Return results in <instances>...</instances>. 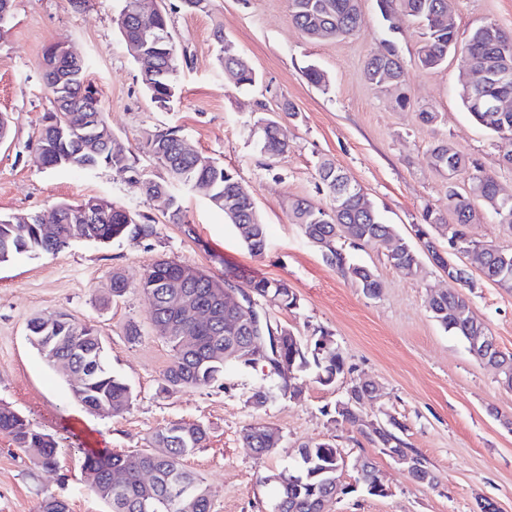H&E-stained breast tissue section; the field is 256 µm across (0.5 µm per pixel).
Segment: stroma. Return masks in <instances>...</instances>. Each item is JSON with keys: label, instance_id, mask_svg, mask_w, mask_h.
<instances>
[{"label": "stroma", "instance_id": "stroma-1", "mask_svg": "<svg viewBox=\"0 0 512 512\" xmlns=\"http://www.w3.org/2000/svg\"><path fill=\"white\" fill-rule=\"evenodd\" d=\"M157 3L170 18L182 61L180 97L168 112L151 103L140 66L122 42L114 22L119 0H87L79 9L69 0H14V26L0 42V113L11 120L10 136L0 142V216L42 213L62 202L98 197L151 215L158 229L150 240L75 239L53 255L0 261V403L64 449L57 469L46 471L0 433V512H40L50 497L64 499L69 512H109L84 481L83 449L152 452L155 432L179 420L208 429L204 447L186 456L185 464L210 486L212 512H272L277 475L294 463L298 445L308 442L342 448L349 484L360 480L354 462L372 458L389 490L384 497L358 490L331 503L328 512H480L488 501L498 512H512V390L432 317L428 298L451 288L447 275L428 259L419 275H406L389 265L387 247L380 243L345 246L347 255L380 276V295L367 297L323 262L288 209L298 197L326 205L315 185L320 163L330 159L364 189L401 237L414 240L425 208L448 210V177L428 162L430 146L441 138L512 192V167L502 164L496 137L473 121L461 100L464 56L453 54L437 69H421L414 24L398 17L396 33L387 35L376 0H360L364 22L355 35L325 41L308 39L292 24L290 0H209L206 9L192 12L180 0ZM489 20L511 33L512 0H455L461 37ZM218 27L258 72V84L239 88L225 80L213 39ZM389 36L406 69L412 101L407 110L364 76L366 60ZM54 43L85 59L87 79L114 135L138 157L146 178L163 175L143 149L147 132L157 127L178 129L194 151L238 174L268 226L263 255H251L223 212L196 194H181L195 230L189 237L180 225L165 222L138 184L111 169L45 170L33 162L30 146L52 110L39 61ZM311 65L327 74L328 88L307 80ZM284 100L298 115L280 116L288 151L268 161L250 131L262 113L277 114ZM423 109L437 113L435 124L421 121ZM162 256L234 289L252 277L287 282L300 306L272 311L273 321L305 339L319 329L330 331L351 374L330 386L297 374L299 398L280 396L259 409L248 401L265 383L258 366L238 369L221 386L159 393L172 351L153 326L136 283ZM116 270L125 273L130 288L113 301ZM470 274L467 295L474 312L499 349L512 353V289L497 286L478 268ZM49 313L68 314L98 332L109 368L133 391L127 413H88L66 376L30 344L28 320ZM132 325L140 332L134 340L127 334ZM359 380L378 388L374 399L361 402L363 415L373 419L384 411L397 418L410 452L436 474V486L414 483L357 428L337 420V402L346 400L351 383ZM258 420L283 435L280 447L261 459L242 441L243 429Z\"/></svg>", "mask_w": 512, "mask_h": 512}]
</instances>
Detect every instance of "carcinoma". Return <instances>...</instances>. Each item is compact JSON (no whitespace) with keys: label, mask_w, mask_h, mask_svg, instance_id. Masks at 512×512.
<instances>
[{"label":"carcinoma","mask_w":512,"mask_h":512,"mask_svg":"<svg viewBox=\"0 0 512 512\" xmlns=\"http://www.w3.org/2000/svg\"><path fill=\"white\" fill-rule=\"evenodd\" d=\"M136 2L122 0L116 24L124 44L144 40L152 50L155 67L143 73V83L151 101L166 111L178 96L180 79L168 13L161 10L141 19L136 15ZM394 2L401 12L422 26L417 53L421 68L439 67L458 44L455 24L448 21L451 0ZM291 19L306 35L322 30L330 39L352 36L363 23L357 0H291ZM13 20V0H0V39L13 28ZM213 37L224 74L234 75L235 85L239 87L255 85L258 74L242 62L235 44L224 37L223 29L216 28ZM465 44L476 67L512 70V49L508 55H502L500 47L481 29H475ZM86 71L84 60L75 62L66 58L56 68L43 71L52 93V112L47 114V123L36 139V163L44 168H67L76 172L106 167L128 182L140 181L146 199L152 203L164 199L163 216L168 222L181 225L189 236L194 234V228L186 219L177 189L198 193L221 210L224 201L232 198L234 212H226L224 216L234 226L242 227L238 236L246 248L255 256L262 255L268 243L267 225L250 191L237 175L214 161L206 165L199 163L195 155L184 152L183 138L171 127L149 133L145 142L147 153L165 170L166 177L159 181L142 178L138 157L112 134L98 98L86 84ZM364 74L375 88L391 94L400 109L411 106L404 92L406 71L402 61L373 55L366 62ZM505 93L512 96V82L505 86L491 78L476 91L462 94L463 104L475 121L499 140L504 134L512 136V112H491L486 101ZM260 121L265 124L262 138L256 141L260 152L269 159L281 156L288 150V142L280 135L279 122L268 117ZM428 159L434 168L448 174V210L453 212L455 223H442L440 214L427 208L422 215L423 223L415 225V236L428 246L433 262L444 269L449 259L430 244L432 238L427 227L439 228L440 236L448 238V247L455 248L453 255L461 256L467 249L482 245L466 231L468 224L475 220L476 203H483L498 223L512 229V201L497 209L495 178L451 141L437 140L429 150ZM461 173L467 174L469 181V190L463 192L454 182V177ZM317 176V189L328 197L330 206L323 208L306 198H297L289 203L292 220L300 226L308 242H327L328 247L320 254L329 267L353 280L366 296L375 298L381 288L377 271L346 257L337 246L336 225H345L342 238L353 243H378L396 234L395 225L383 220L368 196L343 188L347 175L334 161H322ZM44 224L55 225L53 235H43L41 226ZM156 236L157 224L153 217L90 197L76 203H60L47 213L0 216V261L25 252L55 254L74 238L108 242L125 237L150 240ZM387 259L393 267L408 274H416L421 269L420 252L411 243ZM181 265L178 260L161 258L144 270L135 285L150 305L151 321L173 350L172 361L160 385V392L167 394L218 382L236 367L241 357L239 351L263 342L260 334L247 325L229 321L228 310L224 308V289L204 272L181 292L211 308L212 324L195 327L183 311L170 307L168 296L176 292L174 283L178 281ZM483 275L502 288H512V248L506 251L504 258L487 254ZM242 293L253 318L266 317L271 309L292 310L299 306L296 293L281 280L250 278ZM428 307L445 331L463 339L472 356L495 369L503 386L512 390V355L498 350L485 323L474 314L466 294L450 288L432 296ZM30 324L34 326L30 331L31 344L45 356L52 355L69 363L76 375L72 391L86 410L98 411L103 400L108 401L114 416L130 409L131 389L107 366L101 339L93 328L74 320L65 325L51 323L47 316L36 317ZM272 332L278 334L277 358L265 363L268 384L252 393L249 402L253 407L261 408L282 393L292 398L299 396L301 390L292 384L295 373L310 371L315 382L324 386L344 375V358L336 352V343L329 332L319 330L309 342L278 324L270 325L267 333ZM338 416L357 427L379 448L407 449L399 436L405 426L398 422L385 430L374 429L354 404L338 412ZM0 432L10 436L16 447L31 455L39 466L50 469L58 465L61 448L57 441L2 403ZM154 440L164 453L95 454L82 449L83 469L96 495L109 505L110 512H212L210 488L184 465V458L206 442L205 426L198 422H171L155 433ZM243 440L257 456L263 457L279 447L282 435L278 429L256 422L244 430ZM298 457L295 470L280 474L274 504L279 512H322L336 496L350 494L336 486L337 458L341 457V451L334 444L304 443L298 447ZM416 463L415 469L408 473L409 478L417 484L436 485L437 477L426 461L418 456ZM359 464L366 487L375 486L378 476L374 462L364 457ZM115 469L125 473L124 483L119 488L111 482V472ZM147 473L151 474L148 482L144 480Z\"/></svg>","instance_id":"obj_1"}]
</instances>
